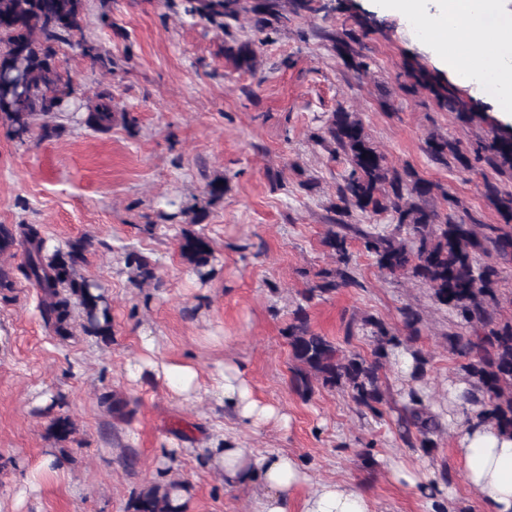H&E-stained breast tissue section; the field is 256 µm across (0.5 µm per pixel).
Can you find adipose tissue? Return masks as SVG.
Here are the masks:
<instances>
[{
  "instance_id": "obj_1",
  "label": "adipose tissue",
  "mask_w": 512,
  "mask_h": 512,
  "mask_svg": "<svg viewBox=\"0 0 512 512\" xmlns=\"http://www.w3.org/2000/svg\"><path fill=\"white\" fill-rule=\"evenodd\" d=\"M382 14L413 19L429 31L441 68L459 84L474 86L503 122L512 123V0H379ZM136 367L164 382L181 402L193 403L201 387L197 366L187 359H154L153 339ZM208 389L235 421L245 428L269 423L287 426L288 418L271 404L255 399L240 368L218 371ZM449 396L457 413L449 428L460 431L455 450L479 512H512V437L479 423L476 409ZM206 463L223 470L224 479L257 493V512H374L369 498L343 481L312 482L299 460L268 450L260 455L214 439ZM302 501H295L297 491Z\"/></svg>"
}]
</instances>
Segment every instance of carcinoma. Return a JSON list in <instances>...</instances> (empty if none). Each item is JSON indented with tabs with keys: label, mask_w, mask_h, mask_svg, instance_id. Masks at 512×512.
<instances>
[{
	"label": "carcinoma",
	"mask_w": 512,
	"mask_h": 512,
	"mask_svg": "<svg viewBox=\"0 0 512 512\" xmlns=\"http://www.w3.org/2000/svg\"><path fill=\"white\" fill-rule=\"evenodd\" d=\"M184 0V13L225 29L247 15L256 35L270 36L288 22L287 13H317L320 0ZM86 0H0V122L13 138L23 141L32 132L35 117H57L70 110L77 90L68 72L56 60L54 44L68 36L71 45L85 57L102 59L99 47L84 34ZM332 43L344 64L365 70V61L351 30L331 31ZM224 57L235 69L251 71L255 50L250 38L234 37L224 43ZM412 88L429 91L438 106L457 113L463 122L473 119V106L461 100L449 85L435 82L421 69H411ZM112 99L102 97L85 118L96 130L112 127ZM318 140L332 155H342L348 170L337 187L333 220L321 244L334 267L316 274L307 289V299L321 297L356 284L351 242L356 240L388 275H408L431 291L435 304L452 311L466 333L448 335V345L465 362L460 365L468 384L464 399L479 407L477 416L500 434L512 436V319L498 314L501 270L499 261H512V191L485 182V195L494 204L502 223L479 224L472 217L457 220L426 206L438 186L411 171L388 164L386 157L369 140L363 124L353 113L338 107L322 127ZM426 153L440 165L456 163L471 170L469 159L456 140L432 136ZM477 160L501 174L512 175V130L502 129L476 149ZM358 210L363 214L392 216L393 227L371 232L343 217ZM19 243L24 247L21 266L24 277L40 290L39 308L45 325L58 336L70 334L73 312L82 315L84 330L104 339L112 334V316L99 284L77 274L85 241L77 240L64 251L46 246L38 224H17L11 229L0 224V251ZM182 260L201 279L212 275L214 251L203 233L183 229L177 239ZM488 261L480 264L478 257ZM126 266L142 282L155 278L154 267L141 255L130 253ZM370 327L372 358L346 355L327 337L309 325L306 308L299 306L285 331L294 362L292 383L303 396L313 393V383L348 391L357 405L375 416L386 404L379 371L383 361L400 352L413 361L412 377L420 379L429 363L419 349H410L392 327L373 317ZM401 437L411 448L430 452L442 433L438 417L417 390L408 393L399 419ZM179 484H152L135 501V512H182L176 503Z\"/></svg>",
	"instance_id": "obj_1"
}]
</instances>
